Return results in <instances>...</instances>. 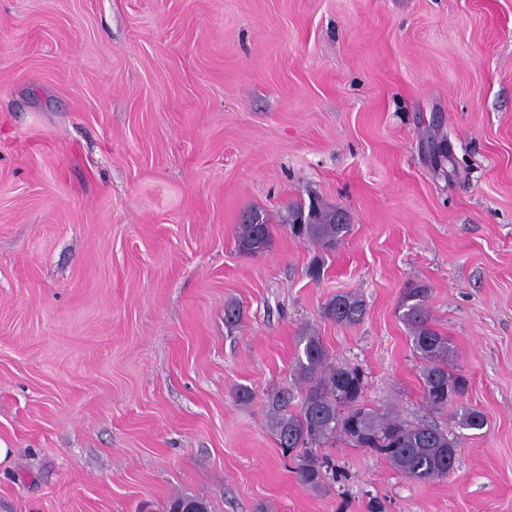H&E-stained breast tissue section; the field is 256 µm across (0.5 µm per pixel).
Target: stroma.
<instances>
[{
  "instance_id": "35a3bbf8",
  "label": "stroma",
  "mask_w": 512,
  "mask_h": 512,
  "mask_svg": "<svg viewBox=\"0 0 512 512\" xmlns=\"http://www.w3.org/2000/svg\"><path fill=\"white\" fill-rule=\"evenodd\" d=\"M314 197L351 224L317 281L281 222ZM412 281L468 380L442 411ZM307 326L371 407L484 413L448 479L342 443L299 483L266 399ZM0 445V512H512V0H0ZM238 249L256 255L268 250L272 243V226L258 210L246 212L236 230ZM431 289L423 283H409L399 309L409 331L413 350L421 360L419 377L426 407L440 410L462 396L467 379L448 364V339L435 328L430 315ZM364 313V300L360 296L351 293H337L322 306L324 318L345 326L357 324Z\"/></svg>"
}]
</instances>
